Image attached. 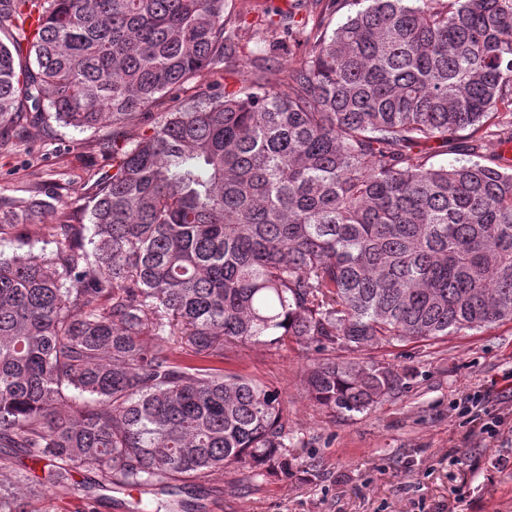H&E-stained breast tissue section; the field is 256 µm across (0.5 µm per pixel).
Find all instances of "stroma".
I'll list each match as a JSON object with an SVG mask.
<instances>
[{
  "instance_id": "1",
  "label": "stroma",
  "mask_w": 512,
  "mask_h": 512,
  "mask_svg": "<svg viewBox=\"0 0 512 512\" xmlns=\"http://www.w3.org/2000/svg\"><path fill=\"white\" fill-rule=\"evenodd\" d=\"M292 11L296 24L315 18L296 0H233L224 14L230 38L228 64L208 84L235 91L255 71L282 90L280 70L298 64L304 48L265 40L267 13ZM150 115L118 129L106 124L84 131L54 120L29 128L24 142L0 146V193L20 196L46 177L62 197L112 169V140L131 137ZM59 212L29 219L26 240L0 241L11 255L52 254L45 227ZM335 349L292 341L272 346L228 344L224 369L278 390L288 403V447L300 467L289 475L254 476L244 471L212 474L201 502L204 512H512V322L463 330L431 340L379 344L359 358L397 370L402 383L377 408L362 413H330L309 399L301 386L308 366L338 358ZM486 393V408L505 417L494 437L481 435L464 411L474 392ZM5 466L0 483L10 485L26 512H124L119 493L100 491L88 500L82 488L94 477L79 470L74 489L30 499L24 476L42 465L22 448H0ZM320 467L317 479L301 470L308 459Z\"/></svg>"
}]
</instances>
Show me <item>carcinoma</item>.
I'll return each mask as SVG.
<instances>
[{
    "mask_svg": "<svg viewBox=\"0 0 512 512\" xmlns=\"http://www.w3.org/2000/svg\"><path fill=\"white\" fill-rule=\"evenodd\" d=\"M284 36L306 49L282 93L208 85L112 139V173L68 209L34 184L18 215L62 206L55 252L0 253V447L43 463L31 496L169 495L200 512L229 468L290 474L281 395L224 373V344L352 354L512 322V0H345ZM229 0H0V145L50 114L115 127L224 68ZM454 154L431 162L433 149ZM401 376L352 357L304 378L363 412ZM179 476L198 484L177 487Z\"/></svg>",
    "mask_w": 512,
    "mask_h": 512,
    "instance_id": "cac0c4a2",
    "label": "carcinoma"
}]
</instances>
